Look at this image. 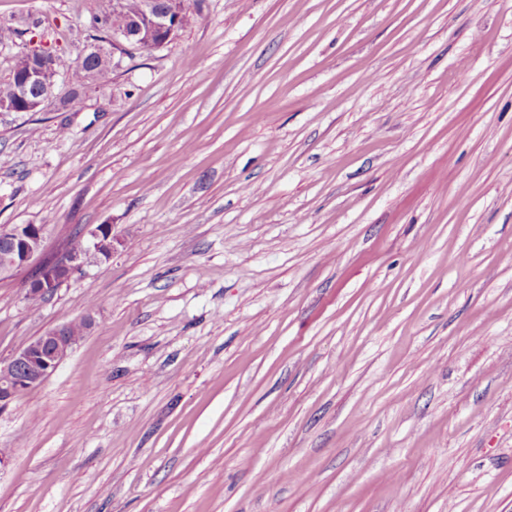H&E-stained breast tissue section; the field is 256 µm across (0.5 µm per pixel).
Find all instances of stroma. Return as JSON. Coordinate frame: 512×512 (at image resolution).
Listing matches in <instances>:
<instances>
[{
  "instance_id": "35a3bbf8",
  "label": "stroma",
  "mask_w": 512,
  "mask_h": 512,
  "mask_svg": "<svg viewBox=\"0 0 512 512\" xmlns=\"http://www.w3.org/2000/svg\"><path fill=\"white\" fill-rule=\"evenodd\" d=\"M100 0H0V82ZM67 105L0 112V512H512V0H189ZM47 236L43 224H12L0 227V248L6 250L10 260L0 267V277H9L25 268L34 259H40ZM0 250V262L5 253ZM112 227L100 224L90 230L84 240L76 236L68 239L65 257L57 256L53 259H43L39 266L36 288H28L27 293L33 289L40 294H53L71 277L80 272H86L90 267L106 261L112 256ZM85 241V251L84 249ZM76 345L64 325L36 337L7 361L0 360V410L49 378Z\"/></svg>"
}]
</instances>
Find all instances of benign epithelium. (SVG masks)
<instances>
[{"instance_id":"obj_1","label":"benign epithelium","mask_w":512,"mask_h":512,"mask_svg":"<svg viewBox=\"0 0 512 512\" xmlns=\"http://www.w3.org/2000/svg\"><path fill=\"white\" fill-rule=\"evenodd\" d=\"M188 21L186 0H142L139 15L110 27L105 43L89 46L83 58L98 68L122 66L128 48L160 49L173 41ZM26 65L20 73H11L14 96L0 99V112H37L46 102L62 98L60 87L66 78L53 67L47 54H25ZM47 228L43 224H12L0 227V248L10 260L0 266V277H9L34 259H41ZM112 225L100 224L84 237L85 251L65 257L41 259L35 291L52 294L71 277L112 257ZM76 340L67 327L59 326L36 337L6 361L0 360V410L9 406L23 391L49 378L72 352Z\"/></svg>"}]
</instances>
